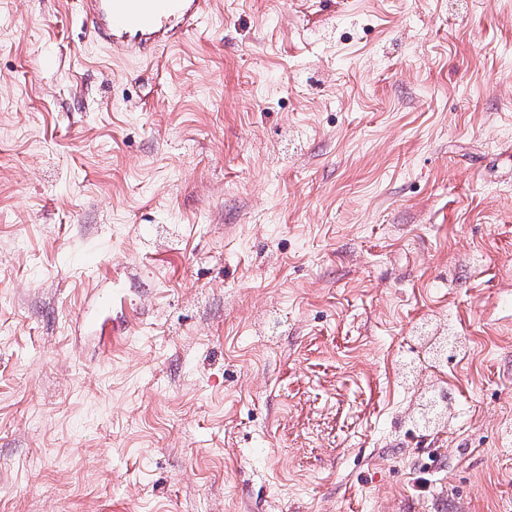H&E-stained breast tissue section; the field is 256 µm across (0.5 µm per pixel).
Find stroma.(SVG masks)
<instances>
[{
    "mask_svg": "<svg viewBox=\"0 0 512 512\" xmlns=\"http://www.w3.org/2000/svg\"><path fill=\"white\" fill-rule=\"evenodd\" d=\"M214 2L0 0V512H512V0ZM91 38L113 56L153 62L160 49L174 47L203 16L211 0H80Z\"/></svg>",
    "mask_w": 512,
    "mask_h": 512,
    "instance_id": "obj_1",
    "label": "stroma"
}]
</instances>
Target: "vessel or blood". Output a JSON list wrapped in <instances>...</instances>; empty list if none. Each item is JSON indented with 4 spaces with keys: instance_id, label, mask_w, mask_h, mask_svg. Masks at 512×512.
Listing matches in <instances>:
<instances>
[{
    "instance_id": "obj_1",
    "label": "vessel or blood",
    "mask_w": 512,
    "mask_h": 512,
    "mask_svg": "<svg viewBox=\"0 0 512 512\" xmlns=\"http://www.w3.org/2000/svg\"><path fill=\"white\" fill-rule=\"evenodd\" d=\"M91 38L122 58L153 62L212 9V0H80Z\"/></svg>"
}]
</instances>
